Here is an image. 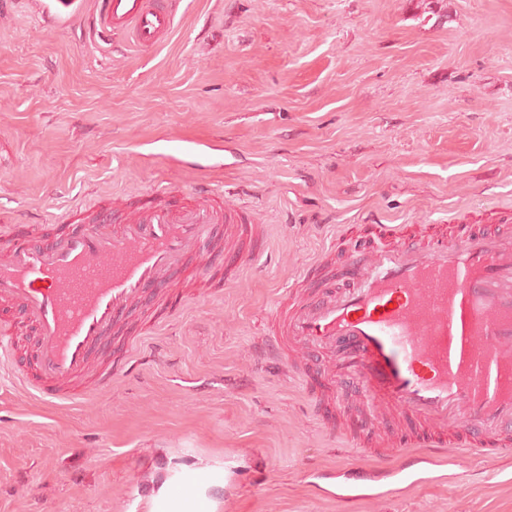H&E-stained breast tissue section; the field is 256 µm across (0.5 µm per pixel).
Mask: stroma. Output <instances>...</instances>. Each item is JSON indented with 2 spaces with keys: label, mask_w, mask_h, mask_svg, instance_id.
<instances>
[{
  "label": "stroma",
  "mask_w": 512,
  "mask_h": 512,
  "mask_svg": "<svg viewBox=\"0 0 512 512\" xmlns=\"http://www.w3.org/2000/svg\"><path fill=\"white\" fill-rule=\"evenodd\" d=\"M92 8L49 26L38 0H0V236L52 240L102 199L130 213L205 182L251 202L264 248L228 286L205 248L170 308L106 336L131 364L58 405L29 389L35 336L0 307V512H146L154 480L194 465L229 471L204 488L217 512H512V467L479 455L405 495L314 486L375 468L402 424L358 391L308 394L327 355L261 351L278 298L360 225L512 224V0H178L151 49L83 26ZM187 138L215 167L178 162Z\"/></svg>",
  "instance_id": "1"
}]
</instances>
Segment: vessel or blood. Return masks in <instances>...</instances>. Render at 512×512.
I'll list each match as a JSON object with an SVG mask.
<instances>
[{"label":"vessel or blood","instance_id":"b4317fda","mask_svg":"<svg viewBox=\"0 0 512 512\" xmlns=\"http://www.w3.org/2000/svg\"><path fill=\"white\" fill-rule=\"evenodd\" d=\"M175 21L173 0H93L87 24L148 49ZM195 194L190 203L149 191L129 219L102 204L55 246L35 243L28 225L0 239V303L17 301L39 336L42 400H71L105 336L220 229L235 227L247 255L259 254L250 209L225 207L205 186ZM362 231L372 246L351 255L344 276L321 257L307 270V296L276 303L267 346L341 352L345 377L406 423L395 446L403 468L419 465L416 446L431 463L452 448L511 455L512 226L455 224L419 239L392 224ZM244 256L225 255V281L237 279Z\"/></svg>","mask_w":512,"mask_h":512}]
</instances>
